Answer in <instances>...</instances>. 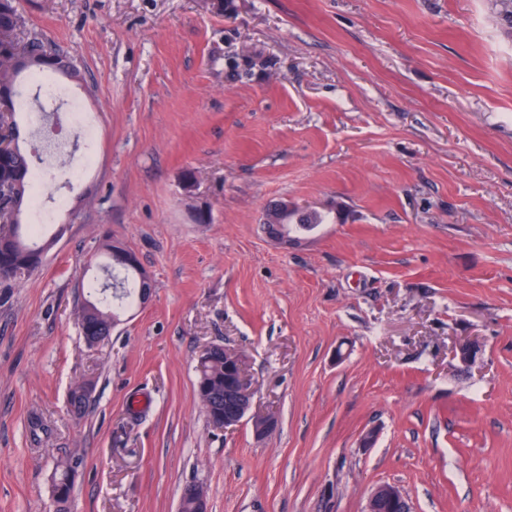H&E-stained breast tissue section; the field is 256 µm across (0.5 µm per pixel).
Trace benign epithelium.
I'll return each mask as SVG.
<instances>
[{
	"mask_svg": "<svg viewBox=\"0 0 512 512\" xmlns=\"http://www.w3.org/2000/svg\"><path fill=\"white\" fill-rule=\"evenodd\" d=\"M303 214L305 210L291 207L286 202H276L266 209V233L271 240L288 242V225L277 220L282 212ZM480 346L474 340H462L455 344L454 353L467 365L475 360ZM255 383L250 378L242 354L230 348L224 349V428H231L242 420L251 422L256 438L261 439L276 428L277 421L269 413L252 411ZM365 512H411V506L402 490L392 484L377 485L371 492Z\"/></svg>",
	"mask_w": 512,
	"mask_h": 512,
	"instance_id": "7a95c632",
	"label": "benign epithelium"
}]
</instances>
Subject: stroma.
Masks as SVG:
<instances>
[{"instance_id":"1","label":"stroma","mask_w":512,"mask_h":512,"mask_svg":"<svg viewBox=\"0 0 512 512\" xmlns=\"http://www.w3.org/2000/svg\"><path fill=\"white\" fill-rule=\"evenodd\" d=\"M212 3L21 0L78 75L49 77L74 154L25 215L52 245L0 284V512H54L66 459L70 512H177L190 485L207 512H364L383 483L413 512H512V0ZM280 200L333 221L278 244ZM107 237L153 296L91 348ZM215 344L264 439L208 424ZM307 209H301L297 207H290L286 202H276L268 206L266 209L265 215V223H266V233L270 237L271 240L276 242H284L288 243L291 239L297 240V237L291 238L288 234V225L281 224L278 220V214L282 212H294L295 214H304L310 211H305ZM213 347L204 349L207 351L199 355L196 366L197 394L209 422L228 429L247 417L255 437L264 438L273 432L277 421L270 413L251 412L256 388L242 354L222 345ZM76 462L67 459L62 461L57 469V477L53 486L54 503L56 512H68L72 495V477Z\"/></svg>"}]
</instances>
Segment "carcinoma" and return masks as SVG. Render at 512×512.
Listing matches in <instances>:
<instances>
[{
    "label": "carcinoma",
    "mask_w": 512,
    "mask_h": 512,
    "mask_svg": "<svg viewBox=\"0 0 512 512\" xmlns=\"http://www.w3.org/2000/svg\"><path fill=\"white\" fill-rule=\"evenodd\" d=\"M24 19L15 5V0H0V106L7 105L8 120L14 131H19L20 115L32 111L36 104L42 112L46 105L40 96H24L21 86L35 84V79L44 77L52 70L69 74L70 63L59 53L47 48L36 37L23 39ZM28 57L34 61L32 67L24 70L18 67L17 59ZM38 164L21 142L15 147L0 153V213L15 209L23 211L25 205L36 200L33 193ZM45 245L41 231L32 224L14 222L8 229L0 231V280L20 281L26 274L39 266L36 253ZM113 242L103 243L106 263L103 273L112 278L100 287L92 288L89 297L92 303L78 310L77 321L81 333L87 341L105 343L112 334L114 321L128 309L139 303L140 272L112 259ZM196 387L197 394L207 414L209 422L224 427V352L221 346L201 353L198 357ZM91 403V393L84 385L77 383L69 392L68 404L71 412L80 415ZM76 462L67 459L58 465V473L53 486L56 512H69L72 495V477ZM200 490L187 487L180 501L179 512H197Z\"/></svg>",
    "instance_id": "obj_1"
}]
</instances>
